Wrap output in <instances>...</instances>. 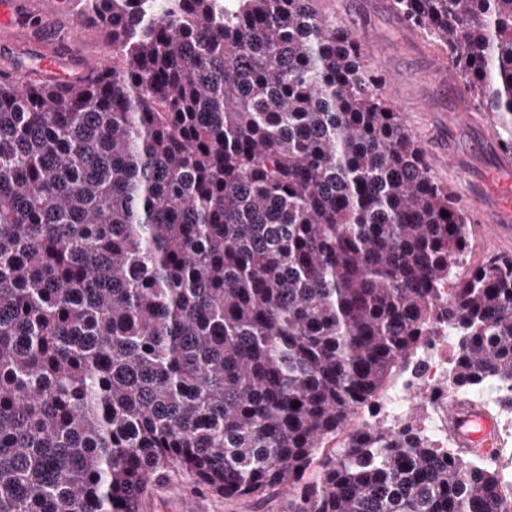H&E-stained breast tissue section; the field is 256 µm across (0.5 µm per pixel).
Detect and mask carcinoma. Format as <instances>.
<instances>
[{"label": "carcinoma", "mask_w": 512, "mask_h": 512, "mask_svg": "<svg viewBox=\"0 0 512 512\" xmlns=\"http://www.w3.org/2000/svg\"><path fill=\"white\" fill-rule=\"evenodd\" d=\"M391 2L512 152V0ZM83 7L112 70L0 81V512H136L175 478L512 512L419 418L347 429L442 325L449 388L512 392V257L453 271L467 212L356 32L316 0Z\"/></svg>", "instance_id": "cac0c4a2"}]
</instances>
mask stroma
<instances>
[{
  "instance_id": "stroma-1",
  "label": "stroma",
  "mask_w": 512,
  "mask_h": 512,
  "mask_svg": "<svg viewBox=\"0 0 512 512\" xmlns=\"http://www.w3.org/2000/svg\"><path fill=\"white\" fill-rule=\"evenodd\" d=\"M319 7L357 31L367 63L384 75L387 94L424 146L436 179L462 199L475 234L457 273H470L492 254L512 256V235L492 231L507 221L497 199L512 190V169L503 166L505 152L489 119L466 104L447 54L395 13L390 0H319ZM67 24L64 16L49 29L19 23L15 50L0 48V69L12 65L29 45L58 55L71 76L96 66L103 34L89 26L81 39L64 43L54 31ZM190 496L204 512H282L284 506L279 495L227 501L191 494L185 482L168 481L145 499L140 512H176Z\"/></svg>"
}]
</instances>
